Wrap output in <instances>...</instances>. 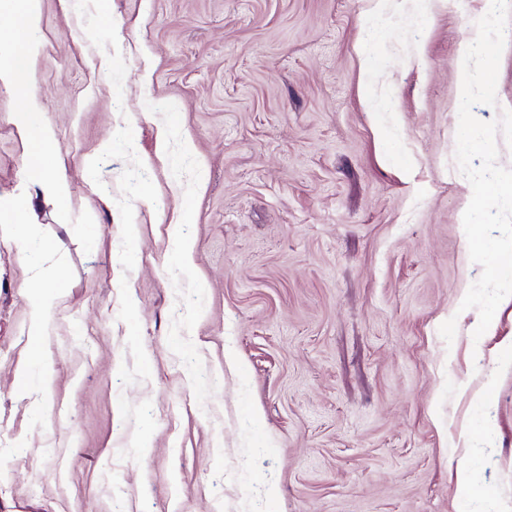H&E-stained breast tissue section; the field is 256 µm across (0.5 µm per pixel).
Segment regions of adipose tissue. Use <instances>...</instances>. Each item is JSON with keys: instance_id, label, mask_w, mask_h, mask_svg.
Here are the masks:
<instances>
[{"instance_id": "ef3b65f1", "label": "adipose tissue", "mask_w": 512, "mask_h": 512, "mask_svg": "<svg viewBox=\"0 0 512 512\" xmlns=\"http://www.w3.org/2000/svg\"><path fill=\"white\" fill-rule=\"evenodd\" d=\"M18 127L28 138V172L32 182L55 198L64 200L68 187L64 180L51 177L53 167L54 138L51 129L42 123L39 105L29 100L26 109L18 115Z\"/></svg>"}]
</instances>
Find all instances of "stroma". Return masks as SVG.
Listing matches in <instances>:
<instances>
[{
	"label": "stroma",
	"instance_id": "35a3bbf8",
	"mask_svg": "<svg viewBox=\"0 0 512 512\" xmlns=\"http://www.w3.org/2000/svg\"><path fill=\"white\" fill-rule=\"evenodd\" d=\"M485 9L38 0L28 92L0 80V512H512V297L478 339L460 308ZM496 96L474 116L512 109V18ZM39 105L30 99L27 108L18 113V127L28 137V172L32 182L57 201L64 200L68 187L63 179L49 175L53 168L54 138L51 129L40 119ZM57 288L51 290H41L36 292L31 300V322L28 329L30 343L34 354L37 355L38 345L40 347V336L43 334L44 327L48 320V312L52 307Z\"/></svg>",
	"mask_w": 512,
	"mask_h": 512
}]
</instances>
